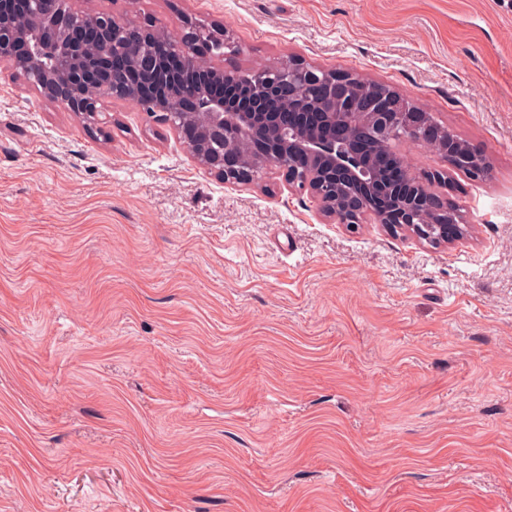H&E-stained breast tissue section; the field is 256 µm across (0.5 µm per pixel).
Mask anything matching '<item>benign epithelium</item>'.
I'll return each instance as SVG.
<instances>
[{
	"label": "benign epithelium",
	"instance_id": "obj_1",
	"mask_svg": "<svg viewBox=\"0 0 512 512\" xmlns=\"http://www.w3.org/2000/svg\"><path fill=\"white\" fill-rule=\"evenodd\" d=\"M71 7L64 16L44 14L42 0H25L27 22L0 11V64L27 76L36 97L56 103L95 125L106 100L129 102L185 140L194 162L226 185L249 184L268 166L289 191L314 199L323 220L354 229L378 224L403 231L430 246H447L466 234L463 224H429L426 213H448L454 174L485 177L486 156L429 120L427 112L398 91L379 93L355 72H338L300 58L261 67L243 77L222 62L195 66L187 44L212 48L233 44L220 22L185 19L174 34L153 20L145 24ZM164 37L172 57L142 64L145 41ZM320 88L311 99L307 87ZM282 97L288 114L266 111ZM356 120L359 138L339 143L336 130ZM432 143L444 168L399 174L371 171L361 162L363 142L386 150L396 137Z\"/></svg>",
	"mask_w": 512,
	"mask_h": 512
}]
</instances>
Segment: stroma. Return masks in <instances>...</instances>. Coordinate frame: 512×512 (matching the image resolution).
<instances>
[{"label":"stroma","mask_w":512,"mask_h":512,"mask_svg":"<svg viewBox=\"0 0 512 512\" xmlns=\"http://www.w3.org/2000/svg\"><path fill=\"white\" fill-rule=\"evenodd\" d=\"M83 6L367 74L490 174H456L450 247L350 231L0 65V512H512V0Z\"/></svg>","instance_id":"1"}]
</instances>
